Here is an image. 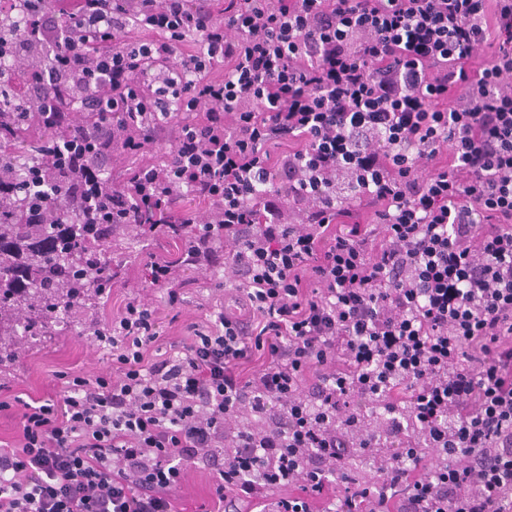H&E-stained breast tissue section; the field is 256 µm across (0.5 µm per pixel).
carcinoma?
Returning <instances> with one entry per match:
<instances>
[{
	"label": "carcinoma",
	"mask_w": 512,
	"mask_h": 512,
	"mask_svg": "<svg viewBox=\"0 0 512 512\" xmlns=\"http://www.w3.org/2000/svg\"><path fill=\"white\" fill-rule=\"evenodd\" d=\"M11 129L0 138V169L11 174L17 199L0 213V368L15 364L18 348L57 333L56 327L88 325L96 319L98 299L112 287L115 266L112 240L101 232L108 204L103 199L84 208H61L64 223L32 224L28 217L57 189L39 164L42 137L49 132L38 112L20 107L9 116ZM96 140H64L67 168L72 152H95Z\"/></svg>",
	"instance_id": "carcinoma-1"
}]
</instances>
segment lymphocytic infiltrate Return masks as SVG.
<instances>
[{"label":"lymphocytic infiltrate","mask_w":512,"mask_h":512,"mask_svg":"<svg viewBox=\"0 0 512 512\" xmlns=\"http://www.w3.org/2000/svg\"><path fill=\"white\" fill-rule=\"evenodd\" d=\"M80 7L12 39L54 87L45 173L93 133L75 112L103 115L38 223L104 195L113 223L195 236L94 330L110 371L31 402L0 383L19 424L0 512H182L200 464L217 502L263 493L278 512H512V0ZM117 153L142 162L109 182ZM187 192L207 219L178 213ZM185 265L241 275L243 311L167 341L151 291L182 305L200 285ZM380 398L384 432L360 423Z\"/></svg>","instance_id":"lymphocytic-infiltrate-1"}]
</instances>
